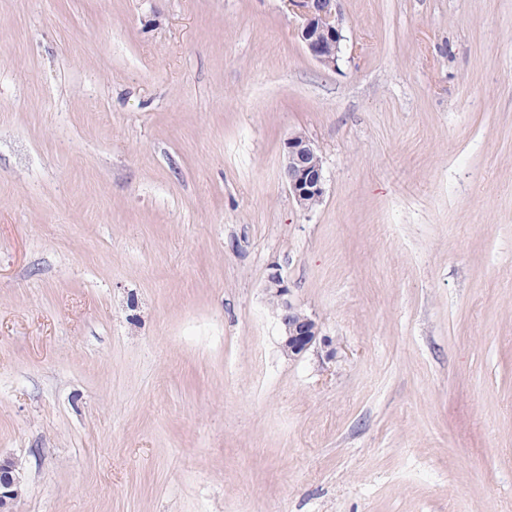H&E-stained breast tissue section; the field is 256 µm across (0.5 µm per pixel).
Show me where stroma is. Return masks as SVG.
I'll list each match as a JSON object with an SVG mask.
<instances>
[{"instance_id":"obj_1","label":"stroma","mask_w":512,"mask_h":512,"mask_svg":"<svg viewBox=\"0 0 512 512\" xmlns=\"http://www.w3.org/2000/svg\"><path fill=\"white\" fill-rule=\"evenodd\" d=\"M338 5L0 0L14 512H512V0ZM298 18L295 36L320 65L335 67L343 51L342 14L336 0H286ZM283 174L288 191L303 210H311L325 194L323 162L312 141L300 132L291 134L283 146ZM320 202H315L313 208ZM265 291L282 326V347L289 357L298 358L318 345L325 350V358L335 360L332 342L320 336V326L291 298L288 282L278 271L268 274Z\"/></svg>"}]
</instances>
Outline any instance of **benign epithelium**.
<instances>
[{"label": "benign epithelium", "mask_w": 512, "mask_h": 512, "mask_svg": "<svg viewBox=\"0 0 512 512\" xmlns=\"http://www.w3.org/2000/svg\"><path fill=\"white\" fill-rule=\"evenodd\" d=\"M298 18L295 36L320 65L333 67L343 51L342 14L337 0H286ZM283 174L288 191L297 205L310 209L325 194L323 162L312 141L300 132L291 134L283 146ZM265 291L282 326V347L288 356L299 358L317 346L325 358L336 359L332 341L320 335L318 322L291 298L288 282L278 271L268 274ZM20 495L17 465L0 458V512H13Z\"/></svg>", "instance_id": "benign-epithelium-1"}]
</instances>
